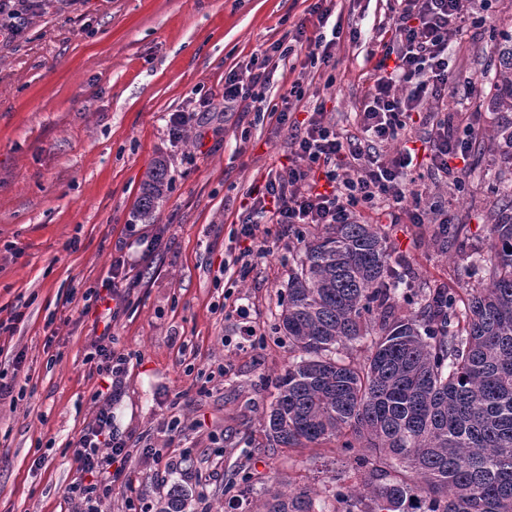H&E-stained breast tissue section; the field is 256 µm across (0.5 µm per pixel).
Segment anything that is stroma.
I'll list each match as a JSON object with an SVG mask.
<instances>
[{"label": "stroma", "instance_id": "35a3bbf8", "mask_svg": "<svg viewBox=\"0 0 512 512\" xmlns=\"http://www.w3.org/2000/svg\"><path fill=\"white\" fill-rule=\"evenodd\" d=\"M314 2L48 0L25 15L20 36L0 39V319H18L13 335H0V370L25 387L22 400L0 401V512L72 510L63 490L79 471L67 444L92 417L102 385L86 355L103 324L84 312L81 294L108 274L132 222L166 232L112 323V349L127 360L114 425L188 458L171 471L132 448L104 512H127L131 497L158 512L175 485L187 512H253L273 483L286 491L356 485L358 450L334 442L272 449L261 422L288 366L276 313L296 239L269 237L244 279L217 276L240 249L232 229L244 193L287 166L290 153L272 124L242 136L239 113L224 108V75L297 25L312 26ZM387 13L386 0H333L334 18L360 31L359 42L342 39L332 69L279 61L271 96L300 81L296 119L322 100L338 127L352 128L372 74L366 44ZM510 31L512 0H485L452 37L449 109L478 108L485 118L463 185L438 176L415 185L426 203H452L462 237L443 252L432 225L375 219L421 288H470L483 277L474 250L512 189V156L494 135L512 114L495 110L484 68L498 61L494 38ZM472 82L481 86L474 96ZM175 112L191 121L173 144L166 123ZM159 162L170 191L151 218L135 221L142 183ZM248 329L255 346L239 350ZM174 418L178 430L164 432Z\"/></svg>", "mask_w": 512, "mask_h": 512}]
</instances>
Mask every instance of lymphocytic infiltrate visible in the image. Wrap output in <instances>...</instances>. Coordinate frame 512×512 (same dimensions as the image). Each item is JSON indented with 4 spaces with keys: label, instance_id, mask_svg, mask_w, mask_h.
I'll return each mask as SVG.
<instances>
[{
    "label": "lymphocytic infiltrate",
    "instance_id": "f902f5d3",
    "mask_svg": "<svg viewBox=\"0 0 512 512\" xmlns=\"http://www.w3.org/2000/svg\"><path fill=\"white\" fill-rule=\"evenodd\" d=\"M473 0H390L389 19L379 27L366 51L374 59L377 75L355 114L354 130H346L326 118L324 103H317L302 125L289 121L295 99L303 91L292 83L279 104L267 99L274 72L272 55L288 57L303 53L304 66L335 65L336 47L342 36L358 41L357 30H343L332 21V0H315L310 12L317 23L313 32L297 26L291 44L277 41L269 49L252 54L245 69L230 70L224 76L225 104L241 106L243 114L255 121H269L284 129L293 148L294 161L286 170L268 173L263 185L247 190L241 203L236 236L246 248L234 265L219 272L231 278L246 275L255 255L254 245L261 226L278 230L311 224H361L373 212L388 213L392 223H448V209L423 203L409 187L428 172L461 180L458 161L466 159L473 147V135L480 127L482 113L458 116L454 112L424 111L431 100L447 98L452 82L448 61V39L469 18ZM428 129L422 148L404 147L386 159L381 146L407 136L412 120ZM161 234L137 235V257H116L100 289L87 290L90 301L107 296L120 300L121 291L135 286L132 273L141 259L158 250ZM87 363L109 378V391L119 392L126 373V360L112 351V338L102 333L92 342ZM126 439L112 430V403L104 401L73 442V457L80 471L65 489L73 512H102L104 500L112 495L116 481L110 468L115 459L128 457Z\"/></svg>",
    "mask_w": 512,
    "mask_h": 512
}]
</instances>
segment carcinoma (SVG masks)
Segmentation results:
<instances>
[{"label": "carcinoma", "mask_w": 512, "mask_h": 512, "mask_svg": "<svg viewBox=\"0 0 512 512\" xmlns=\"http://www.w3.org/2000/svg\"><path fill=\"white\" fill-rule=\"evenodd\" d=\"M499 107L512 110V36L495 44ZM163 163L147 173L138 216L164 201ZM457 224H437L442 250ZM280 291L278 329L288 368L265 424L273 445L363 448L361 486L288 493L261 512H512V200L489 225L488 280L459 294L430 288L418 312L376 224H326L303 235ZM367 342L353 363L347 343ZM174 488L160 512H185Z\"/></svg>", "instance_id": "1"}]
</instances>
